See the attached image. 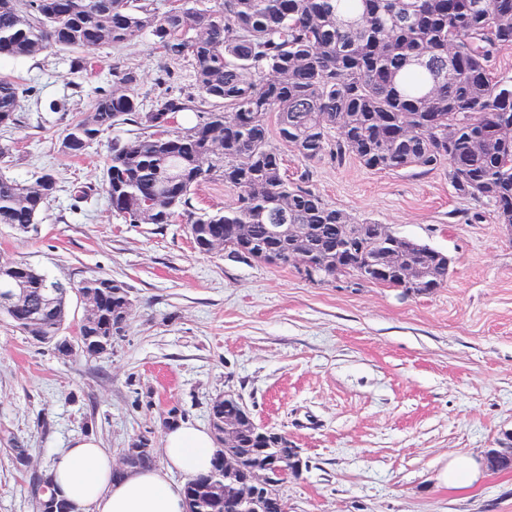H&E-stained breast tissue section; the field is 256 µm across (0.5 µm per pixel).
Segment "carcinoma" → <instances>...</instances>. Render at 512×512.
Here are the masks:
<instances>
[{
    "instance_id": "cac0c4a2",
    "label": "carcinoma",
    "mask_w": 512,
    "mask_h": 512,
    "mask_svg": "<svg viewBox=\"0 0 512 512\" xmlns=\"http://www.w3.org/2000/svg\"><path fill=\"white\" fill-rule=\"evenodd\" d=\"M148 36L165 61L191 68L193 91L165 97L147 108L135 91L130 69L115 68L112 91L100 93L88 111L66 128L63 154L79 157L114 126L132 122L142 132L114 140L101 188L112 212L128 224H187L196 249L213 237L246 260L272 251L289 264L293 252L312 254V284L381 252L420 266L431 287L448 282V257L431 247L359 220L326 202L310 185L309 171L288 176L274 140L294 148L307 162L358 160L375 172L448 166L456 194L490 208L496 223L512 227V76L498 71L499 53L512 48V0H219L201 8L181 0L163 9L158 0H0V59L68 54L88 71L89 52ZM26 89L0 77V127L18 126ZM196 122L160 134L178 114ZM38 194L25 182L0 175V225L17 233L37 227L57 191ZM206 181H222L231 205L199 212L192 204ZM276 224L306 228L302 238ZM15 279L0 285L25 289L22 299L0 303V313L26 336L61 354L70 288L94 298L79 329L90 351L102 336H118L130 319V288L101 276L73 285L52 280L18 261ZM242 425L212 469L184 484L191 512H239L230 492L275 449L276 464L296 457L284 433L259 436L250 411L237 398L219 396L209 410L215 443L224 420ZM236 459L224 473L220 455ZM31 494L41 512H58L51 476L33 478ZM259 512H287L281 491L267 489Z\"/></svg>"
}]
</instances>
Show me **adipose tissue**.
I'll use <instances>...</instances> for the list:
<instances>
[{"label":"adipose tissue","instance_id":"adipose-tissue-1","mask_svg":"<svg viewBox=\"0 0 512 512\" xmlns=\"http://www.w3.org/2000/svg\"><path fill=\"white\" fill-rule=\"evenodd\" d=\"M214 454L210 432L182 423L164 434L162 467L140 468L115 479L111 449L86 436L58 451L51 476L75 512H186L183 486L172 474L208 472Z\"/></svg>","mask_w":512,"mask_h":512}]
</instances>
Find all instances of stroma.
<instances>
[{
  "label": "stroma",
  "mask_w": 512,
  "mask_h": 512,
  "mask_svg": "<svg viewBox=\"0 0 512 512\" xmlns=\"http://www.w3.org/2000/svg\"><path fill=\"white\" fill-rule=\"evenodd\" d=\"M90 58L82 77L66 56L0 66L26 90L20 128H0L10 147L0 173L58 180L35 231L0 226V262L74 283L124 282L133 311L96 359L58 358L0 315V512H33V477L80 437L115 452L144 439L164 465L169 422L209 426L210 403L225 393L288 434L307 462L281 489L288 512H512V469L482 467L456 488L440 479L453 454L481 463L487 449L512 446V231L457 196L445 170L308 164L289 147V172L309 170L328 203L447 253V285L427 294L318 286L292 264L199 253L179 222L125 223L100 179L113 139L139 126H115L79 157L61 153L60 139L111 89L114 67L135 71L149 104L188 92L190 69L164 72L147 37ZM18 448L28 470L15 463Z\"/></svg>",
  "instance_id": "1"
}]
</instances>
